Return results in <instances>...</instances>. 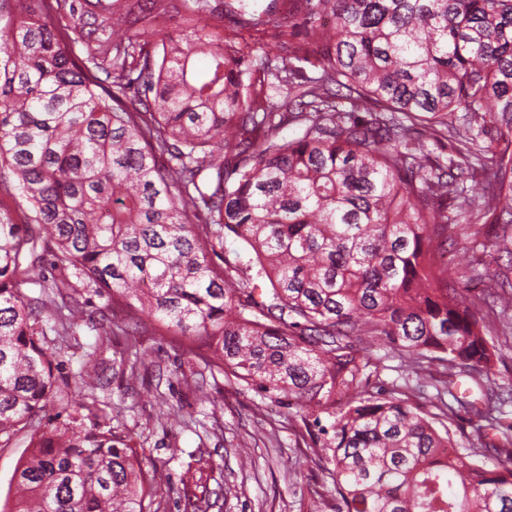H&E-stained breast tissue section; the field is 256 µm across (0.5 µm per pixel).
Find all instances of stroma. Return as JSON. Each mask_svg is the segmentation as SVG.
<instances>
[{
    "instance_id": "1",
    "label": "stroma",
    "mask_w": 512,
    "mask_h": 512,
    "mask_svg": "<svg viewBox=\"0 0 512 512\" xmlns=\"http://www.w3.org/2000/svg\"><path fill=\"white\" fill-rule=\"evenodd\" d=\"M137 378L111 375L99 396L119 407L128 435L159 486L158 512H335L331 452L313 447L296 411L209 370L180 376V344L142 319ZM208 400H198L195 385ZM29 431L0 445V508L14 504V475L29 455Z\"/></svg>"
}]
</instances>
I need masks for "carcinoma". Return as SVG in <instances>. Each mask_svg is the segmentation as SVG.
I'll return each mask as SVG.
<instances>
[{"instance_id":"1","label":"carcinoma","mask_w":512,"mask_h":512,"mask_svg":"<svg viewBox=\"0 0 512 512\" xmlns=\"http://www.w3.org/2000/svg\"><path fill=\"white\" fill-rule=\"evenodd\" d=\"M276 2L180 0L175 39L167 0H0V181L28 210L0 212V443L58 394L48 336L100 335L83 399L30 435L15 512H152L153 478L96 396L113 336L131 378L143 350L86 316L91 293L295 402L332 452L336 512H512L490 343L512 335V292L462 288L480 250L512 255V0H290L275 46L251 44ZM450 229L472 239L464 263L445 260ZM380 342L402 379L387 390ZM429 387L448 422L477 420L468 452L441 453L449 432L415 403Z\"/></svg>"}]
</instances>
